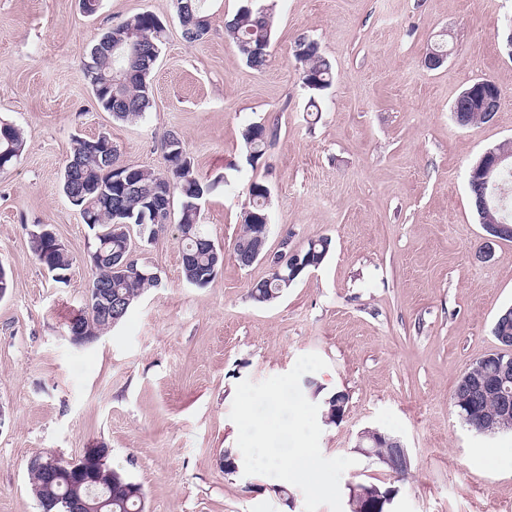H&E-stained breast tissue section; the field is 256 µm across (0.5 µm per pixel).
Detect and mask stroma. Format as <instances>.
<instances>
[{"mask_svg":"<svg viewBox=\"0 0 512 512\" xmlns=\"http://www.w3.org/2000/svg\"><path fill=\"white\" fill-rule=\"evenodd\" d=\"M271 8L270 62L249 68L224 29L243 0H206L211 27L188 41L172 0H0V120L24 148L0 170V512H39L29 462L86 448L141 485L146 512H303L304 496L273 478L226 473L236 450L229 413L238 382L292 369L307 353L325 369L301 379L313 403L342 391L345 416L323 425L325 457L354 458L340 482L392 486L391 512H512V431L480 434L453 405L458 379L496 350L493 326L512 306V241L482 262L484 231L470 203L469 166L512 142V0H258ZM167 26L151 73V106L133 122L103 111L82 61L128 15ZM331 62L313 93L294 58L299 39ZM445 64H424L437 44ZM502 91L492 122L457 125L452 108L473 81ZM261 122L277 139L248 163L242 132ZM185 140L197 174L219 180L201 202L207 235L225 252L203 287L183 278L176 226L135 239L154 264L126 320L75 345L68 323L91 277V230L61 190L75 138L110 135L121 162L163 171L168 133ZM270 189L267 247L332 241L320 267L273 303L256 304L258 261L231 250L252 182ZM45 224L75 261L55 282L30 250ZM367 427L400 438L411 460L391 474L356 448Z\"/></svg>","mask_w":512,"mask_h":512,"instance_id":"35a3bbf8","label":"stroma"}]
</instances>
